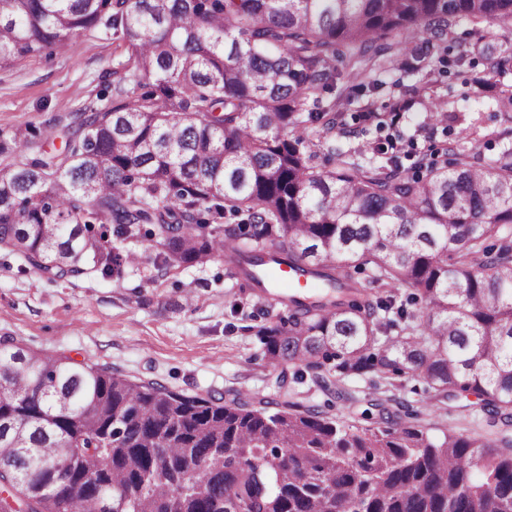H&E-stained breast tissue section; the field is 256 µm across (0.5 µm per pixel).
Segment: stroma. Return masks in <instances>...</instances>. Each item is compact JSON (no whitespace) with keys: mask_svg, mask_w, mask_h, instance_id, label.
Returning a JSON list of instances; mask_svg holds the SVG:
<instances>
[{"mask_svg":"<svg viewBox=\"0 0 512 512\" xmlns=\"http://www.w3.org/2000/svg\"><path fill=\"white\" fill-rule=\"evenodd\" d=\"M124 58L123 46L111 33L93 29L76 44L0 70V130L28 126L56 142L55 117L80 111L89 99L105 93L112 69ZM479 75V68L454 66L440 88L449 109L467 113L468 123L444 127L427 120L420 104L405 111L396 132L406 151L424 152L449 141L487 156L497 150L498 137L512 139V119L475 102ZM127 247L142 260L119 283L92 270L49 280L30 270L20 255L1 252L0 336H13L29 350L63 354L174 392L221 394L228 400L250 393L259 400L314 407L359 428L371 424L368 399L390 398V391L366 377L343 382L344 400H328L308 381L278 387L263 365L247 319L231 311L237 288L223 261L161 277L144 256L146 241L133 240ZM400 395L419 411L433 435L451 427L486 431L480 416L461 402L432 404L422 382L405 381Z\"/></svg>","mask_w":512,"mask_h":512,"instance_id":"35a3bbf8","label":"stroma"}]
</instances>
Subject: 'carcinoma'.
Segmentation results:
<instances>
[{"mask_svg":"<svg viewBox=\"0 0 512 512\" xmlns=\"http://www.w3.org/2000/svg\"><path fill=\"white\" fill-rule=\"evenodd\" d=\"M462 21L476 39L456 40ZM92 28L127 52L112 98L57 118L59 149L0 132V250L48 279L90 267L117 282L144 235L162 276L220 259L281 383L340 397L351 376L415 379L512 425V141L441 162L391 134L363 162L336 147L398 123L368 101L357 132L344 108L395 71L455 122L436 94L445 67L481 60L511 115L512 0H0V68ZM323 148L327 170L312 165ZM261 253L317 291H258ZM374 407L378 425L351 430L0 336V512H92L101 495L112 512H512V440L437 437L402 401Z\"/></svg>","mask_w":512,"mask_h":512,"instance_id":"1","label":"carcinoma"}]
</instances>
